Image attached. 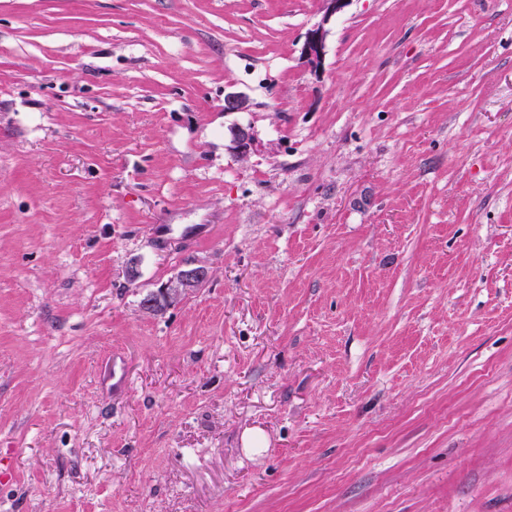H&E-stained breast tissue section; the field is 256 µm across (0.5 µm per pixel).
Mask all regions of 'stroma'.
Instances as JSON below:
<instances>
[{
	"instance_id": "obj_1",
	"label": "stroma",
	"mask_w": 512,
	"mask_h": 512,
	"mask_svg": "<svg viewBox=\"0 0 512 512\" xmlns=\"http://www.w3.org/2000/svg\"><path fill=\"white\" fill-rule=\"evenodd\" d=\"M324 13L0 0V512H512V0ZM326 30L324 24H318L308 30L302 47V55L315 70L319 68L324 56V40ZM207 277V271L201 267L182 270L169 285L159 289L157 293L148 294L142 306L149 311H158L165 305L179 300L186 291L198 287Z\"/></svg>"
}]
</instances>
